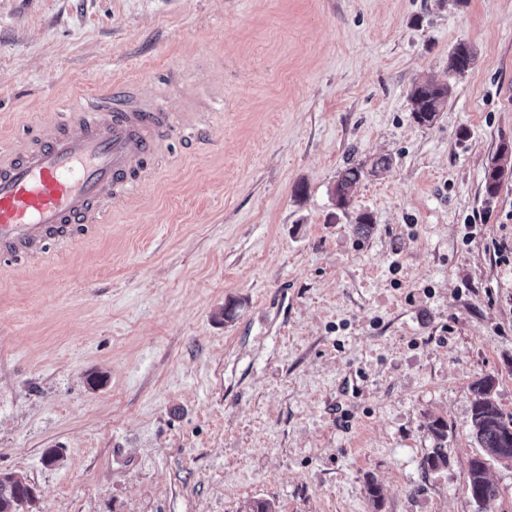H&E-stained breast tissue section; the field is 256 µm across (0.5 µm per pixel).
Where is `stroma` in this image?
I'll use <instances>...</instances> for the list:
<instances>
[{"label": "stroma", "instance_id": "1", "mask_svg": "<svg viewBox=\"0 0 512 512\" xmlns=\"http://www.w3.org/2000/svg\"><path fill=\"white\" fill-rule=\"evenodd\" d=\"M423 79L453 85L429 126ZM110 84L179 128L76 246L0 267V470L32 512H512V467L467 491L473 383L512 415V178L483 187L512 0H0V152ZM476 54L470 44L458 43L448 54V76H464L474 64ZM364 176L365 172L361 166L347 167L340 173L333 189V196L338 208L348 206L353 188Z\"/></svg>", "mask_w": 512, "mask_h": 512}]
</instances>
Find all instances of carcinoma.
<instances>
[{"instance_id":"1","label":"carcinoma","mask_w":512,"mask_h":512,"mask_svg":"<svg viewBox=\"0 0 512 512\" xmlns=\"http://www.w3.org/2000/svg\"><path fill=\"white\" fill-rule=\"evenodd\" d=\"M476 54L470 44L458 43L448 54V76H463L474 64ZM450 85L432 80L412 85L409 100L412 116L420 125H431L443 105L448 101ZM512 171L508 149L503 148L488 162L484 174V194L495 198ZM365 176L360 166L345 168L336 180L333 196L336 206H348L353 188ZM494 379L484 377L473 383L474 401L471 409V432L483 453L470 460L468 468V492L479 493L480 499H495L499 490L487 477L488 461H499L502 454L512 455V415L506 417L491 398ZM35 502V493L21 476L12 472H0V512H24V507Z\"/></svg>"}]
</instances>
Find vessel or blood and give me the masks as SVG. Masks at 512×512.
<instances>
[{
  "label": "vessel or blood",
  "instance_id": "vessel-or-blood-1",
  "mask_svg": "<svg viewBox=\"0 0 512 512\" xmlns=\"http://www.w3.org/2000/svg\"><path fill=\"white\" fill-rule=\"evenodd\" d=\"M70 125L38 128L29 150L0 157V258L41 256L75 227L100 223L152 175L158 140L176 124L159 102L146 107L103 89L76 98Z\"/></svg>",
  "mask_w": 512,
  "mask_h": 512
}]
</instances>
